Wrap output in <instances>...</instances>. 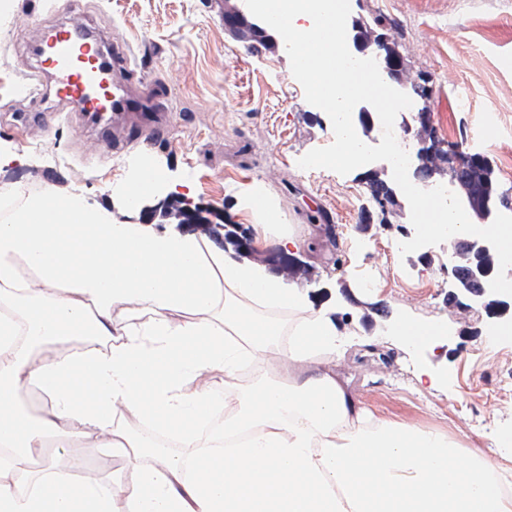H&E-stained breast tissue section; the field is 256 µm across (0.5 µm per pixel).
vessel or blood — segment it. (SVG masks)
Segmentation results:
<instances>
[{
    "label": "vessel or blood",
    "instance_id": "vessel-or-blood-1",
    "mask_svg": "<svg viewBox=\"0 0 512 512\" xmlns=\"http://www.w3.org/2000/svg\"><path fill=\"white\" fill-rule=\"evenodd\" d=\"M37 57V68L26 75L18 90L23 99H42V77L47 74L62 107H75L101 121L112 112L139 111L138 100L116 78L117 73L130 72L128 54L106 48L103 37L84 15L75 14L53 25L38 45Z\"/></svg>",
    "mask_w": 512,
    "mask_h": 512
}]
</instances>
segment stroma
I'll return each mask as SVG.
<instances>
[{
    "instance_id": "1",
    "label": "stroma",
    "mask_w": 512,
    "mask_h": 512,
    "mask_svg": "<svg viewBox=\"0 0 512 512\" xmlns=\"http://www.w3.org/2000/svg\"><path fill=\"white\" fill-rule=\"evenodd\" d=\"M11 2L0 8V188L32 182L58 204L79 193L117 223L139 221L164 200H188L209 211L211 223L238 225L252 238L276 214L306 241L297 257L308 274L297 284L315 308L334 309L350 344L336 371L372 421L442 433L458 445V464L482 456L512 472V456L494 447L512 438V396L493 401L483 392L487 383L512 382V337H488L512 324V311L497 318L481 305L448 303L447 244L425 255L395 252L412 227L409 208L361 229L362 169L298 166L335 135L329 116L306 101L284 41L243 47L224 29V0ZM74 12L126 46L139 87L158 95L168 115L163 137H138L136 126L153 117L148 108L117 118L107 137L78 114L48 131L16 127L15 89L35 63L33 45L45 25ZM351 13L386 18L384 32L411 78L429 83V96L412 107L430 111L439 140L467 147L493 112L512 122V0H359ZM146 157L154 189L132 208L126 190ZM377 304L387 317L372 313ZM400 321L440 323L444 333L436 345H408L392 333ZM74 451L95 458L93 479L132 474V448L81 443Z\"/></svg>"
}]
</instances>
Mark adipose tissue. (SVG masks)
I'll return each mask as SVG.
<instances>
[{
    "label": "adipose tissue",
    "mask_w": 512,
    "mask_h": 512,
    "mask_svg": "<svg viewBox=\"0 0 512 512\" xmlns=\"http://www.w3.org/2000/svg\"><path fill=\"white\" fill-rule=\"evenodd\" d=\"M299 318L288 348L262 311ZM111 337L105 349L78 336ZM332 320L264 266L193 234L112 224L78 194L0 224V512H512V476L458 467L433 431L374 423L336 372ZM280 375L234 384L243 360ZM224 375L215 385L213 373ZM240 440L220 474L141 447L129 480L75 479V441L120 450L152 419L184 448L214 413ZM68 449L66 465L37 448Z\"/></svg>",
    "instance_id": "obj_1"
}]
</instances>
